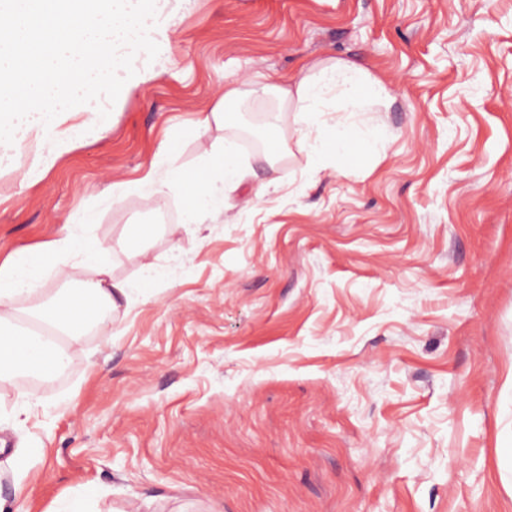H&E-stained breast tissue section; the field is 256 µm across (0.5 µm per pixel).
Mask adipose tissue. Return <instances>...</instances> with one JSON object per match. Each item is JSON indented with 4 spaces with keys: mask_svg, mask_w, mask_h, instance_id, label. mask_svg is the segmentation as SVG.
Wrapping results in <instances>:
<instances>
[{
    "mask_svg": "<svg viewBox=\"0 0 512 512\" xmlns=\"http://www.w3.org/2000/svg\"><path fill=\"white\" fill-rule=\"evenodd\" d=\"M0 11L13 19L0 29V170L17 171L30 185L73 148L88 116L100 115L103 90L122 89L129 74L143 85L156 78L153 60L169 44L172 18L159 0H0ZM273 89L281 105L301 117L307 152L319 158L330 150L342 161L354 141L369 147L379 139L376 128L355 131L353 117L392 99L385 81L341 60L315 62L309 75ZM32 143L37 149L29 165L16 170V157ZM244 178L238 144L227 139L190 174L174 150L162 151L143 177L113 184L111 199L131 192L174 195L182 225L191 227L222 208L225 190ZM92 221L88 214L69 219L56 237L0 262V382L57 373L68 364L62 345L14 324L17 300L41 292L47 276L66 280L76 264L93 266L95 275L82 288L36 314L73 339L89 325L104 324L119 299H131V286L113 278L110 259L88 235Z\"/></svg>",
    "mask_w": 512,
    "mask_h": 512,
    "instance_id": "adipose-tissue-1",
    "label": "adipose tissue"
}]
</instances>
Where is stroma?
Wrapping results in <instances>:
<instances>
[{"mask_svg": "<svg viewBox=\"0 0 512 512\" xmlns=\"http://www.w3.org/2000/svg\"><path fill=\"white\" fill-rule=\"evenodd\" d=\"M158 77L39 182L0 174V261L90 210L137 285L49 378L0 384V512H512V0H169ZM385 80L380 130L314 162L266 78L318 60ZM228 83L226 126L196 129ZM245 182L201 228L113 184L167 146L185 171L224 138ZM275 188L255 189L267 179Z\"/></svg>", "mask_w": 512, "mask_h": 512, "instance_id": "35a3bbf8", "label": "stroma"}]
</instances>
